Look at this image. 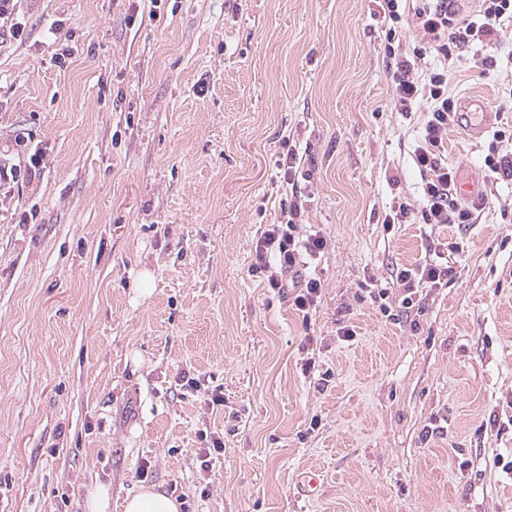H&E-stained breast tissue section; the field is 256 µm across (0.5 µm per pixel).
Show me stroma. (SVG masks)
Instances as JSON below:
<instances>
[{"mask_svg": "<svg viewBox=\"0 0 512 512\" xmlns=\"http://www.w3.org/2000/svg\"><path fill=\"white\" fill-rule=\"evenodd\" d=\"M17 12L0 146L43 162L0 189V512H84L99 483L116 505L160 486L181 512H512V183L485 165L512 131V22L448 63L452 95L493 114L445 145L484 209L389 226L421 198L428 104L394 107L378 0ZM296 190L299 237L326 242L306 316L251 273ZM438 254L447 285L417 286L397 320L359 290L398 298L396 270ZM463 115L466 118L465 130L469 132L473 137L481 134L491 124L493 118L492 112H485V106L482 101L476 98H467L463 103ZM482 113L483 120L478 124L472 123V118L477 113ZM360 290H362V292H367L374 303H379V310L384 316L387 318H392L395 316V314L391 313L392 306L388 301V288H382L381 285H378L377 279L371 278L369 283L361 284Z\"/></svg>", "mask_w": 512, "mask_h": 512, "instance_id": "35a3bbf8", "label": "stroma"}]
</instances>
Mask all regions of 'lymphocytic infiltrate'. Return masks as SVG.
<instances>
[{
  "instance_id": "lymphocytic-infiltrate-1",
  "label": "lymphocytic infiltrate",
  "mask_w": 512,
  "mask_h": 512,
  "mask_svg": "<svg viewBox=\"0 0 512 512\" xmlns=\"http://www.w3.org/2000/svg\"><path fill=\"white\" fill-rule=\"evenodd\" d=\"M415 27L422 34L420 47L412 57H392L389 67L395 84L394 106L397 111H412L417 102L429 100L430 108L414 161L425 176L423 197L419 205L399 202L385 221L389 224H472L482 205L461 200L458 195L457 170L444 156V139L448 129L459 121L458 104L448 93V69L441 66L418 73L416 65L426 51L442 57L453 50L492 40L504 22L512 21V0H481L474 18H458L448 0H421L413 9ZM301 213L298 203L282 210L278 223L269 225L256 246L253 274L262 275L273 289H288L296 310L306 314L315 306L321 292L320 281L306 277L301 270L302 254L319 253L325 240L311 234L297 240L296 219Z\"/></svg>"
}]
</instances>
